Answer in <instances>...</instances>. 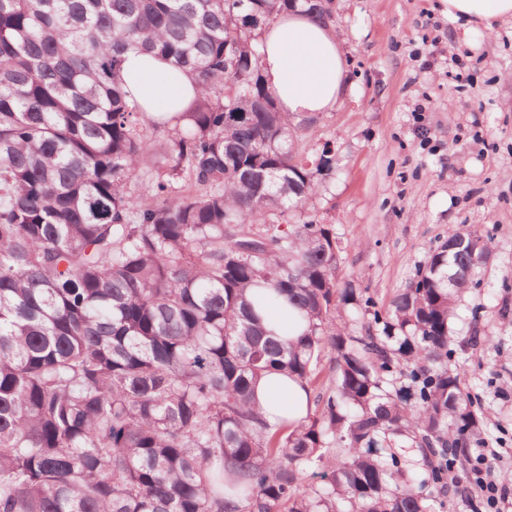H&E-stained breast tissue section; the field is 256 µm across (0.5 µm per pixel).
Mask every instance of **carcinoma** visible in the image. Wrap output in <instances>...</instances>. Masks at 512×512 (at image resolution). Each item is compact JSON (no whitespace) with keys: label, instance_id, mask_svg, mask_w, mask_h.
<instances>
[{"label":"carcinoma","instance_id":"obj_1","mask_svg":"<svg viewBox=\"0 0 512 512\" xmlns=\"http://www.w3.org/2000/svg\"><path fill=\"white\" fill-rule=\"evenodd\" d=\"M296 0H0V512H436L483 426L451 326L488 253L455 231L367 317L263 31ZM332 21L330 0H305ZM200 89L150 117L124 54ZM164 131L167 146L156 147ZM286 306L284 340L264 310ZM329 384L317 387L325 352ZM313 391L271 424L256 384Z\"/></svg>","mask_w":512,"mask_h":512}]
</instances>
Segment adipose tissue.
Segmentation results:
<instances>
[{
  "label": "adipose tissue",
  "mask_w": 512,
  "mask_h": 512,
  "mask_svg": "<svg viewBox=\"0 0 512 512\" xmlns=\"http://www.w3.org/2000/svg\"><path fill=\"white\" fill-rule=\"evenodd\" d=\"M449 17L474 27L511 20L512 0H445ZM263 74L275 91L280 111L296 117L334 108L344 88L341 40L328 26L311 20L303 7L277 18L261 38ZM123 79L144 111H186L199 93L191 77L152 55L128 52ZM256 397L267 420H303L310 408L306 387L278 374L262 378Z\"/></svg>",
  "instance_id": "obj_1"
}]
</instances>
